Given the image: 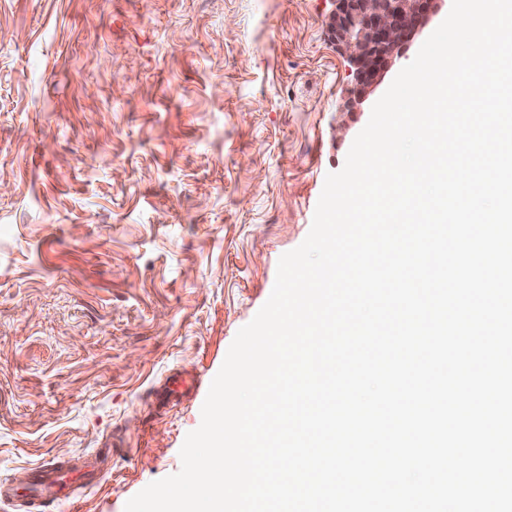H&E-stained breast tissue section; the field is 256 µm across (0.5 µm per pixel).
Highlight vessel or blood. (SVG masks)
I'll return each instance as SVG.
<instances>
[{
    "label": "vessel or blood",
    "mask_w": 512,
    "mask_h": 512,
    "mask_svg": "<svg viewBox=\"0 0 512 512\" xmlns=\"http://www.w3.org/2000/svg\"><path fill=\"white\" fill-rule=\"evenodd\" d=\"M112 460V451L101 448L89 459L70 463L47 459L26 472L19 484L0 483L1 502L24 503L30 512H37L44 503L73 498L77 489L97 484Z\"/></svg>",
    "instance_id": "1"
}]
</instances>
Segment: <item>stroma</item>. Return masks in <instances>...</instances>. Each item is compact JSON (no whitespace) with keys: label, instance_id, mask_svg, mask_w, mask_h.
I'll return each mask as SVG.
<instances>
[{"label":"stroma","instance_id":"35a3bbf8","mask_svg":"<svg viewBox=\"0 0 512 512\" xmlns=\"http://www.w3.org/2000/svg\"><path fill=\"white\" fill-rule=\"evenodd\" d=\"M331 0H0V482L112 443L46 512H124L186 435L370 114ZM176 371L198 388L172 402Z\"/></svg>","mask_w":512,"mask_h":512}]
</instances>
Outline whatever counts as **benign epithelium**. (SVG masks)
Wrapping results in <instances>:
<instances>
[{"instance_id": "obj_1", "label": "benign epithelium", "mask_w": 512, "mask_h": 512, "mask_svg": "<svg viewBox=\"0 0 512 512\" xmlns=\"http://www.w3.org/2000/svg\"><path fill=\"white\" fill-rule=\"evenodd\" d=\"M325 26L349 63L354 85L340 111L360 112L374 90L405 56L442 0H334Z\"/></svg>"}]
</instances>
